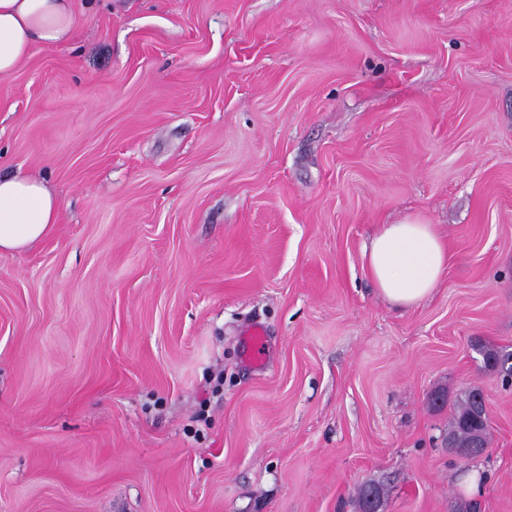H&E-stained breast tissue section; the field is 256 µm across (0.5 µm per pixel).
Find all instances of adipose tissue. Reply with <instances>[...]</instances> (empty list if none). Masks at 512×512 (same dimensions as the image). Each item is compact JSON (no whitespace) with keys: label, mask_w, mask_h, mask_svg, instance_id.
Wrapping results in <instances>:
<instances>
[{"label":"adipose tissue","mask_w":512,"mask_h":512,"mask_svg":"<svg viewBox=\"0 0 512 512\" xmlns=\"http://www.w3.org/2000/svg\"><path fill=\"white\" fill-rule=\"evenodd\" d=\"M76 24L71 0H0V75H12L33 44L68 41ZM61 202L39 178L0 175V250L18 251L57 224ZM369 273L391 303L409 308L435 290L448 248L429 224H388L365 248Z\"/></svg>","instance_id":"obj_1"}]
</instances>
